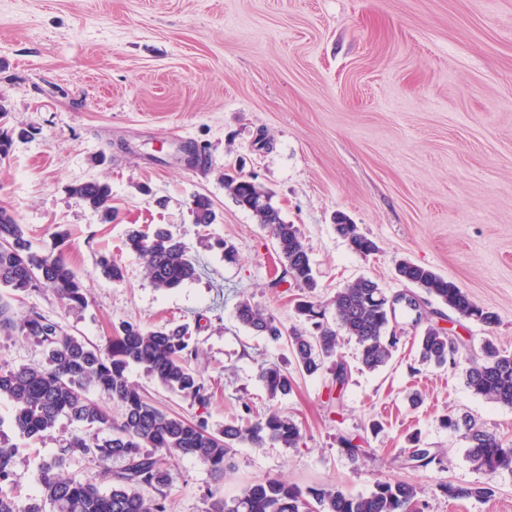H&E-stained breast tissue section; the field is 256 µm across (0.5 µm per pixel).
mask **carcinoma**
<instances>
[{
	"label": "carcinoma",
	"mask_w": 512,
	"mask_h": 512,
	"mask_svg": "<svg viewBox=\"0 0 512 512\" xmlns=\"http://www.w3.org/2000/svg\"><path fill=\"white\" fill-rule=\"evenodd\" d=\"M224 188L269 230L294 284L317 288L308 248L295 225L281 218L272 192L251 180L233 177L224 179ZM69 193L101 213L104 221L115 220L108 184L89 180L70 186ZM191 212L194 223L203 228L216 220L206 196L194 197ZM336 232L359 255L366 257L378 250L357 225L344 219L336 222ZM126 248L142 262L150 283L158 290L178 288L197 276L196 262L185 244L165 229L150 233L133 227L128 230ZM96 269L112 282L124 281L123 267L109 254L98 256ZM396 274L465 319L488 327L496 322L492 312L429 268L403 260ZM0 288L8 289V293L0 294V334L32 338L46 354V363L40 367L0 368V399L12 404L13 429L20 437L36 441L46 438L62 418L77 424V432L66 440L60 456L42 465L37 496L27 504L6 491L13 483L16 447L0 436V512H44L47 504L52 512H167V459L195 457L209 467L218 483L236 447L270 442L295 448L302 441L296 421L276 411L256 416L245 404L233 422L212 430L203 418L189 421L163 411L129 380L127 369L141 366L168 390L206 407L211 394L206 381L192 367L199 347L186 325L146 328L123 321L101 349L33 308L16 317L12 300L18 293L48 289L71 308L84 306L87 297L83 277L61 256L34 249L23 225L5 208H0ZM296 310L314 326L312 332L294 330L286 338L301 373H320L326 361L336 356L343 335L355 341L360 362L370 371L392 358L396 328L388 315L387 294L372 279L362 277L338 289L326 305L300 301ZM236 317L273 342L283 339L279 320L248 299L237 304ZM458 351L447 330L436 324L427 325L419 336L418 354L423 363L455 366ZM484 354V361H472L466 368L467 386L477 395L512 406V354L501 353L489 340ZM259 377L273 397L285 396L293 389L294 378L277 366L261 367ZM92 388L120 405V420H114L88 396ZM442 423L453 430L465 429L467 456L476 469L489 475L512 472V447L503 445L495 434L465 417L447 415ZM75 457L95 464L97 470L84 478L64 475L62 468ZM114 457L124 460L123 468L116 472L107 467V461ZM408 464L424 470L443 465V456L431 448H414ZM443 492L456 500L486 497L492 489L446 484ZM419 493V488L406 480L378 478L370 493L354 495L335 486L303 489L266 477L249 483L230 502L216 490L210 497L211 512H423Z\"/></svg>",
	"instance_id": "cac0c4a2"
}]
</instances>
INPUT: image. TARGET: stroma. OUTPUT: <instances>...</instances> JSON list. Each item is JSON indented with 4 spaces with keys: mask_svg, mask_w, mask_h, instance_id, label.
Here are the masks:
<instances>
[{
    "mask_svg": "<svg viewBox=\"0 0 512 512\" xmlns=\"http://www.w3.org/2000/svg\"><path fill=\"white\" fill-rule=\"evenodd\" d=\"M0 100L7 127L35 131L0 161V208L39 249L53 250L55 233L68 231L59 248L87 295L84 307L69 308L33 291L15 311L36 309L100 346L123 321L192 325L208 407L140 367H130V381L167 411L205 416L214 430L246 403L260 415L292 417L303 432L296 448H236L219 483L200 460L171 459L168 512H207L210 489L229 501L266 476L354 494L369 493L379 477L407 480L423 488L424 512H512V472L477 470L463 431L442 425L444 415H465L512 447V407L475 394L464 373L485 340L512 354V0H0ZM228 175L273 193L309 250L315 290L286 280L267 230L225 191ZM92 179L110 185L116 221L69 194ZM198 194L217 215L205 228L190 212ZM339 214L375 241V254L355 253L337 234ZM133 224L179 234L197 278L153 288L125 247ZM219 239L237 247L238 261L225 260ZM104 252L124 267L123 282L96 271ZM403 259L496 315L489 328L427 297L460 365L421 363L424 326L401 310L385 367L366 370L355 341H341L348 383L339 391L331 368L300 373L287 342L255 335L236 318L247 299L284 331L310 330L298 300L327 303L362 277L391 296L410 292L396 275ZM44 361L34 340L0 335V367ZM267 364L293 376L288 396L265 389L259 371ZM73 430L63 419L44 441H19L21 502ZM346 438L363 455L347 454ZM416 441L442 453L443 466L408 467ZM448 483L493 493L452 500L441 491Z\"/></svg>",
    "mask_w": 512,
    "mask_h": 512,
    "instance_id": "35a3bbf8",
    "label": "stroma"
}]
</instances>
